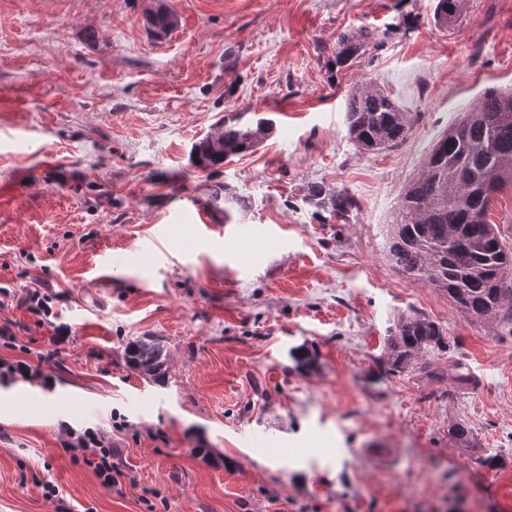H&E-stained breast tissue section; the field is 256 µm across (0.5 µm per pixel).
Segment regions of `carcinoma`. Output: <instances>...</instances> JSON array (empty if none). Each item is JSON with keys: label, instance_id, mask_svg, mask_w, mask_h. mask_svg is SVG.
Here are the masks:
<instances>
[{"label": "carcinoma", "instance_id": "cac0c4a2", "mask_svg": "<svg viewBox=\"0 0 512 512\" xmlns=\"http://www.w3.org/2000/svg\"><path fill=\"white\" fill-rule=\"evenodd\" d=\"M464 0H436L435 24L446 27L463 9ZM383 39L363 27L336 37L329 72L349 67ZM418 113L405 111L383 88L372 82L349 91L345 123L350 140L363 154L379 153L402 144ZM275 128L273 120H246L231 112L216 131L196 142L191 164L204 171L258 147ZM512 189V89L488 87L463 116L443 131L423 159L420 173L404 187L387 225L385 253L389 261L417 282L437 288L466 316L484 321L512 336V281L501 270L512 267V252L488 213L493 196ZM240 209L248 208L242 196L219 186L212 195ZM303 200L326 221L347 223L358 209L355 198L343 188L312 182ZM448 348V331L437 322L413 315L388 336L383 359L385 373L401 375L414 370L418 355ZM298 367L311 370L316 357L302 347L291 352ZM127 365L144 378L162 383L167 374V354L160 340L142 336L125 348ZM426 376L456 385L469 382L456 365Z\"/></svg>", "mask_w": 512, "mask_h": 512}]
</instances>
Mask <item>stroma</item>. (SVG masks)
<instances>
[{
    "instance_id": "1",
    "label": "stroma",
    "mask_w": 512,
    "mask_h": 512,
    "mask_svg": "<svg viewBox=\"0 0 512 512\" xmlns=\"http://www.w3.org/2000/svg\"><path fill=\"white\" fill-rule=\"evenodd\" d=\"M178 18L154 36L148 17ZM0 0V305L14 347L50 385L0 377V512H512V336L411 281L383 252L407 180L490 86L512 87V0ZM413 14L417 27L398 24ZM386 31L329 74L338 34ZM371 81L421 120L359 154L345 98ZM274 119L214 171L189 159L224 113ZM312 181L346 189L349 223H321ZM223 184L247 210L209 207ZM178 224L176 234L159 230ZM152 248L145 265L141 248ZM49 292L51 316L18 305ZM448 331L466 389L386 375L387 336L413 314ZM159 337L164 383L124 358ZM306 346L316 370L288 352ZM457 423L469 443L450 435ZM100 430L129 475L103 487L61 446ZM495 457V468L484 464ZM52 482L58 500L44 497ZM463 0H436L434 22L438 26L447 27L453 23L463 9Z\"/></svg>"
}]
</instances>
